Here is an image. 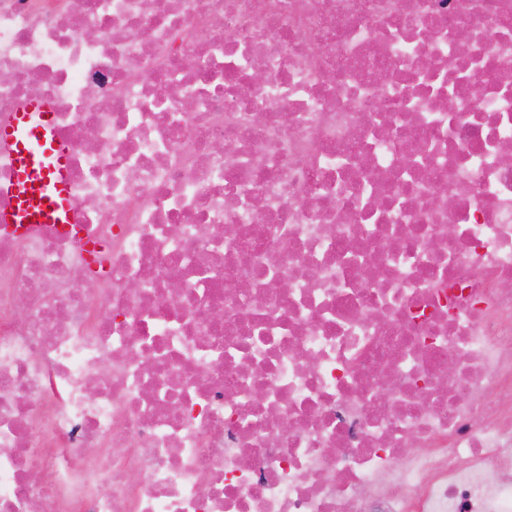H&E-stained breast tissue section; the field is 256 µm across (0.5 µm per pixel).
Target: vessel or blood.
<instances>
[{"mask_svg": "<svg viewBox=\"0 0 512 512\" xmlns=\"http://www.w3.org/2000/svg\"><path fill=\"white\" fill-rule=\"evenodd\" d=\"M0 144L9 148L13 179L0 189L7 206L0 211V231L26 235L48 224L67 231L74 223L67 144L55 131L47 103L34 101L0 122Z\"/></svg>", "mask_w": 512, "mask_h": 512, "instance_id": "b4317fda", "label": "vessel or blood"}]
</instances>
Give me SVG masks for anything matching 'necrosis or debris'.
<instances>
[{
	"mask_svg": "<svg viewBox=\"0 0 512 512\" xmlns=\"http://www.w3.org/2000/svg\"><path fill=\"white\" fill-rule=\"evenodd\" d=\"M36 99L0 512H512V0H0ZM0 143L9 148L14 164L11 183L0 188V196L7 199L0 230L26 235L57 224L60 231H68L67 224H75L69 151L56 134L51 107L34 101L12 112L0 123Z\"/></svg>",
	"mask_w": 512,
	"mask_h": 512,
	"instance_id": "necrosis-or-debris-1",
	"label": "necrosis or debris"
}]
</instances>
